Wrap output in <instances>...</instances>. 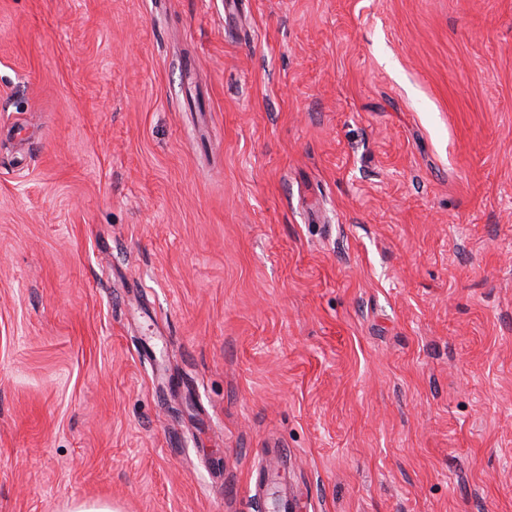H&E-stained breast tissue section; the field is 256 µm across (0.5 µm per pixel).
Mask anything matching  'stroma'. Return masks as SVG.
Wrapping results in <instances>:
<instances>
[{
    "instance_id": "stroma-1",
    "label": "stroma",
    "mask_w": 512,
    "mask_h": 512,
    "mask_svg": "<svg viewBox=\"0 0 512 512\" xmlns=\"http://www.w3.org/2000/svg\"><path fill=\"white\" fill-rule=\"evenodd\" d=\"M0 0V512H512V0Z\"/></svg>"
}]
</instances>
